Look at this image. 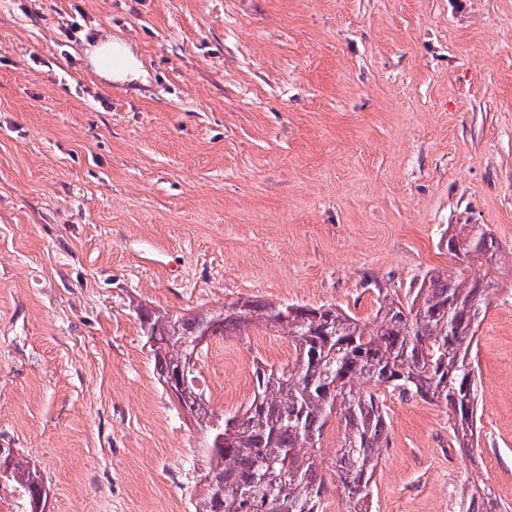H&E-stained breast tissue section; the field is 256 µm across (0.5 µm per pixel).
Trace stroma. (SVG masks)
Listing matches in <instances>:
<instances>
[{"label":"stroma","instance_id":"1","mask_svg":"<svg viewBox=\"0 0 512 512\" xmlns=\"http://www.w3.org/2000/svg\"><path fill=\"white\" fill-rule=\"evenodd\" d=\"M129 43L147 84L85 50ZM503 260L473 350L480 435L385 399L371 512L512 507V0H0V447L40 470L47 512H192L203 436L170 400L144 310L239 299L375 320L428 271L460 272L447 226ZM210 406L253 394L265 327L210 339ZM89 48L88 61L106 82L129 83L141 80L145 83V75L140 71L130 48L118 38L112 40V34L104 35ZM113 48L120 49L124 57L123 63L118 65V68L112 66ZM492 504L485 487L481 489L474 484L468 492L463 491L460 494L458 512H497L491 507Z\"/></svg>","mask_w":512,"mask_h":512}]
</instances>
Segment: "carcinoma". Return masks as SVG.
<instances>
[{
    "label": "carcinoma",
    "mask_w": 512,
    "mask_h": 512,
    "mask_svg": "<svg viewBox=\"0 0 512 512\" xmlns=\"http://www.w3.org/2000/svg\"><path fill=\"white\" fill-rule=\"evenodd\" d=\"M461 264L493 263L501 249L486 232L462 224L447 241ZM491 285L431 271L406 302L386 300L367 326L334 305L318 307L238 300L218 312L148 311L140 325L162 383L180 381L194 342L206 332L236 336L262 324L292 339L294 361L253 367V396L235 413L204 402L197 376L186 373L178 405L205 438L209 467L194 512H320L327 490L322 462L312 454L336 419L342 430L331 475L345 512H369L373 477L387 443L382 390L411 400L441 402L451 412L452 443L478 441L476 333L491 305ZM0 478L23 491L25 512H44L47 492L38 468L12 448H0ZM458 512H495L486 489L459 496Z\"/></svg>",
    "instance_id": "carcinoma-1"
}]
</instances>
